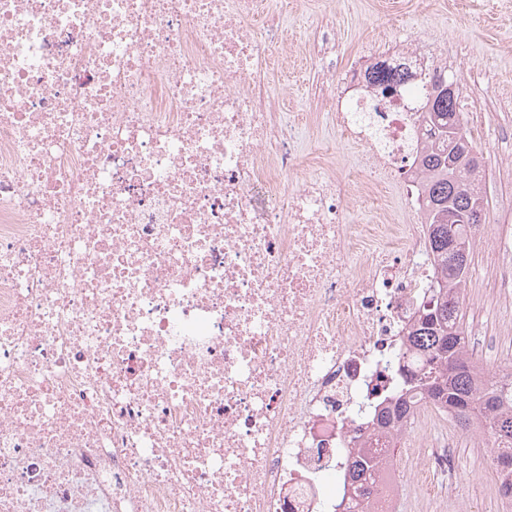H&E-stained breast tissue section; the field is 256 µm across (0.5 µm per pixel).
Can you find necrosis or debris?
I'll return each mask as SVG.
<instances>
[{
  "instance_id": "1",
  "label": "necrosis or debris",
  "mask_w": 512,
  "mask_h": 512,
  "mask_svg": "<svg viewBox=\"0 0 512 512\" xmlns=\"http://www.w3.org/2000/svg\"><path fill=\"white\" fill-rule=\"evenodd\" d=\"M284 0H0V512H333L435 277L406 85L330 113L377 224L258 79ZM404 182L418 219L383 203ZM495 300L512 308V226ZM416 401L359 512L462 506Z\"/></svg>"
}]
</instances>
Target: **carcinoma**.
Segmentation results:
<instances>
[{"mask_svg": "<svg viewBox=\"0 0 512 512\" xmlns=\"http://www.w3.org/2000/svg\"><path fill=\"white\" fill-rule=\"evenodd\" d=\"M417 77L405 63L385 61L371 65L365 72L367 86H384V91ZM429 86L428 97L419 108V146L414 179L422 198L424 221L428 224L429 255L436 268L431 295L418 310L417 327L412 331L413 345L424 359L415 366L408 364L389 406L376 414L379 428L394 430L407 420L410 403L422 395L445 408L463 431L481 423L495 449V472L502 497L512 501V371L498 376H484L470 363L462 301L470 262L448 270V235L465 242L468 252L475 243L471 214L475 198L483 197L479 187L481 165L469 174L472 185L463 180L460 156L454 137L473 141L467 136L459 96L450 97L436 87L434 77L424 74ZM453 211L457 223L453 230L442 217ZM353 492L365 497L372 494L375 466L367 456L348 460Z\"/></svg>", "mask_w": 512, "mask_h": 512, "instance_id": "carcinoma-1", "label": "carcinoma"}]
</instances>
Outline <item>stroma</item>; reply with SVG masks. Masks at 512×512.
I'll return each instance as SVG.
<instances>
[{"label": "stroma", "mask_w": 512, "mask_h": 512, "mask_svg": "<svg viewBox=\"0 0 512 512\" xmlns=\"http://www.w3.org/2000/svg\"><path fill=\"white\" fill-rule=\"evenodd\" d=\"M281 44L261 73L285 112L305 155L303 174L358 175L360 150L341 139L326 119L336 85L363 92L356 77L371 62L417 56L426 67L447 68L460 89L465 120L483 129L474 143L482 154L480 186L486 199L465 290V323L472 334L499 336L503 327L487 306L495 226L512 214V0H288ZM336 42L335 68L312 69L309 43Z\"/></svg>", "instance_id": "35a3bbf8"}]
</instances>
